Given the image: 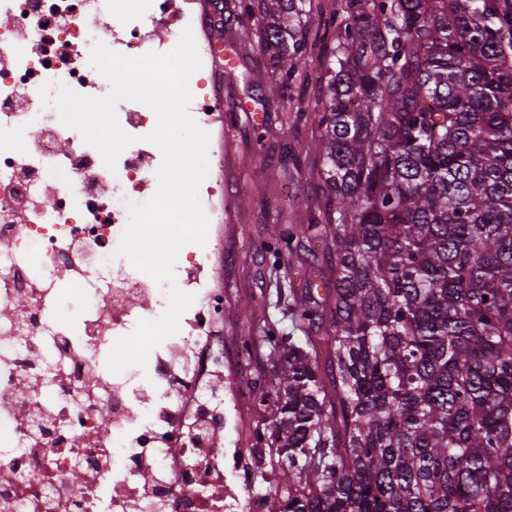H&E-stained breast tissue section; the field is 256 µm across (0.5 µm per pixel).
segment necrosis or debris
<instances>
[{"instance_id":"obj_1","label":"necrosis or debris","mask_w":512,"mask_h":512,"mask_svg":"<svg viewBox=\"0 0 512 512\" xmlns=\"http://www.w3.org/2000/svg\"><path fill=\"white\" fill-rule=\"evenodd\" d=\"M0 0V512H265L224 445V292L202 273L213 239L179 252L192 304L145 365L100 356L160 318L167 285L116 257L128 202L151 195L161 151L147 106L121 102L132 143L100 151L44 106L43 85L102 96L90 65L111 38L129 57L173 49L194 26L173 0Z\"/></svg>"}]
</instances>
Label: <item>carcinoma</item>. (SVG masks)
<instances>
[{
    "label": "carcinoma",
    "instance_id": "obj_1",
    "mask_svg": "<svg viewBox=\"0 0 512 512\" xmlns=\"http://www.w3.org/2000/svg\"><path fill=\"white\" fill-rule=\"evenodd\" d=\"M259 51L308 79L306 0H243ZM311 111L333 257L322 336L275 354L267 512H512V0H345Z\"/></svg>",
    "mask_w": 512,
    "mask_h": 512
}]
</instances>
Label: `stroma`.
Masks as SVG:
<instances>
[{
    "label": "stroma",
    "instance_id": "1",
    "mask_svg": "<svg viewBox=\"0 0 512 512\" xmlns=\"http://www.w3.org/2000/svg\"><path fill=\"white\" fill-rule=\"evenodd\" d=\"M236 0H198L193 9L208 14L207 34L216 60L206 71L215 95L224 99L222 119L212 127L209 151L222 158L224 178V258L205 271L224 291L225 336H249V359L228 355L225 374L261 391L271 369L270 349L259 340L263 326L283 335H301L293 304L310 285L333 288L335 274L322 241H302L273 264L263 245L273 226L297 227L324 221L319 170L313 149L316 122L299 126L298 109L314 104L321 68L308 81L282 83L257 45L244 46V28H257L259 16L246 17Z\"/></svg>",
    "mask_w": 512,
    "mask_h": 512
}]
</instances>
